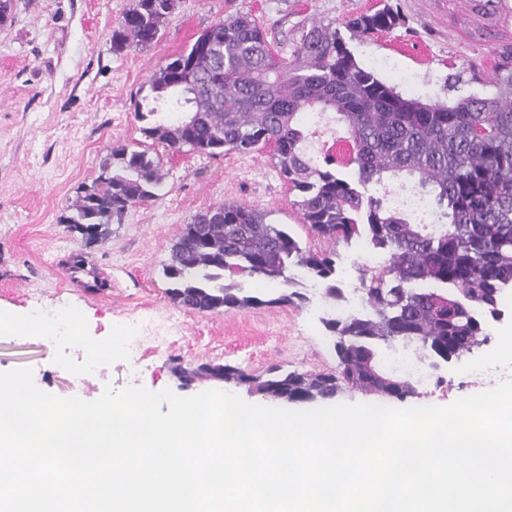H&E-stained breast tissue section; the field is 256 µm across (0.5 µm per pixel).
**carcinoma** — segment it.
Returning a JSON list of instances; mask_svg holds the SVG:
<instances>
[{"label": "carcinoma", "mask_w": 512, "mask_h": 512, "mask_svg": "<svg viewBox=\"0 0 512 512\" xmlns=\"http://www.w3.org/2000/svg\"><path fill=\"white\" fill-rule=\"evenodd\" d=\"M177 0H133L112 33L116 52L146 50ZM399 16L385 7L349 19L358 37L392 29ZM151 100L137 103L141 131L173 152L209 156L272 148V161L308 232L327 243L363 240L384 258L359 269L367 312L321 319L336 354L328 373L293 371L259 378L230 366L202 365L195 376L247 383L287 403L327 402L345 390L404 401L414 382L380 361L382 350L413 345L444 362L486 344V319L501 316L512 290V69L494 75V95L451 102L406 96L356 61L339 29L312 21L289 56L245 14L220 20L150 76ZM197 113L183 119L163 112L167 103ZM336 122L351 153L338 161L309 149L308 123ZM164 175L144 151L112 149L99 185L84 192L63 218L86 243L132 206L157 197ZM403 180L412 195L396 204L372 186ZM239 202L196 214L184 225L164 274L181 307L206 313L270 304L305 303L298 291L263 300L247 295L239 276L296 283L303 268L333 302L336 249L312 250L284 224Z\"/></svg>", "instance_id": "cac0c4a2"}]
</instances>
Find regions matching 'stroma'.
I'll return each instance as SVG.
<instances>
[{
    "label": "stroma",
    "mask_w": 512,
    "mask_h": 512,
    "mask_svg": "<svg viewBox=\"0 0 512 512\" xmlns=\"http://www.w3.org/2000/svg\"><path fill=\"white\" fill-rule=\"evenodd\" d=\"M132 0H14L0 23V316L55 318L74 314L89 345L111 344L94 371L74 342L0 329V372L28 368L42 391L93 400L105 387L171 389L180 396L224 390L251 404L252 386L184 375L200 365H230L266 377L281 371L327 372L336 366L319 321L327 306L321 284L298 274L308 301L277 305L274 284L242 278L268 303L198 314L175 303L163 274L184 224L209 207L244 202L284 224L304 246L312 238L270 151L216 157L173 152L146 137L134 113L150 92L152 72L190 46L210 25L246 13L290 54L302 23L343 27L355 16L390 6L400 17L389 32L347 44L360 66L407 96L452 101L487 95L498 68H512V0H178L160 41L147 50L112 48ZM159 161L163 187L127 210L93 244L63 222L83 191L98 183L114 146ZM85 266L71 275L73 254ZM491 340L474 353L442 363L418 384L404 407L446 406L489 389L478 369L512 370L499 337L512 329V291Z\"/></svg>",
    "instance_id": "1"
}]
</instances>
